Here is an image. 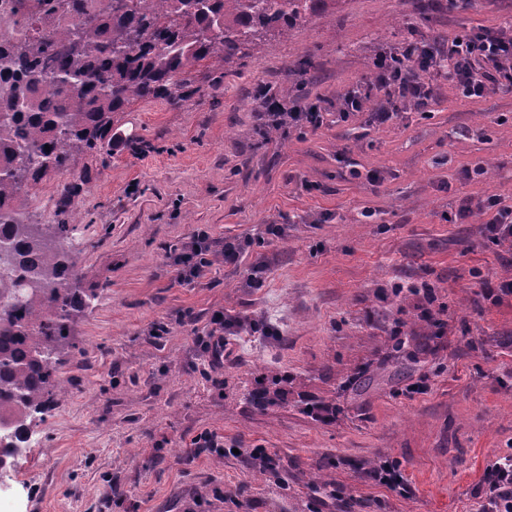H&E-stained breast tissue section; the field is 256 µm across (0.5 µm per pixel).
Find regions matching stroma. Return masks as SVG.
<instances>
[{
  "instance_id": "stroma-1",
  "label": "stroma",
  "mask_w": 512,
  "mask_h": 512,
  "mask_svg": "<svg viewBox=\"0 0 512 512\" xmlns=\"http://www.w3.org/2000/svg\"><path fill=\"white\" fill-rule=\"evenodd\" d=\"M510 20L512 0H342L267 37L218 97L120 113L109 161L72 162L98 299L72 325L65 390L30 424L39 443L0 474V512H478L486 467L512 454V296H483L512 279V244L486 240L483 212L449 217L467 197L512 206V89L469 100L438 76L427 105L380 127L378 99L341 108L377 58ZM284 83L282 111L319 103L322 126L259 120L258 90ZM200 230L213 264L178 281ZM227 241L245 244L236 262ZM217 310L275 332L207 368L194 329ZM205 431L227 454L193 445ZM383 458L410 493L368 478Z\"/></svg>"
}]
</instances>
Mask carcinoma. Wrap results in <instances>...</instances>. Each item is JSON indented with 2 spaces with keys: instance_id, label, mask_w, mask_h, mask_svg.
Wrapping results in <instances>:
<instances>
[{
  "instance_id": "1",
  "label": "carcinoma",
  "mask_w": 512,
  "mask_h": 512,
  "mask_svg": "<svg viewBox=\"0 0 512 512\" xmlns=\"http://www.w3.org/2000/svg\"><path fill=\"white\" fill-rule=\"evenodd\" d=\"M338 0H13L20 33L0 42V418L6 448L61 391L59 355L97 294L81 288L83 243L64 178L77 155H112L116 115L134 100L180 106L224 86V69L258 58L266 37ZM51 175L55 224H27L22 201ZM273 375L263 399L280 396Z\"/></svg>"
}]
</instances>
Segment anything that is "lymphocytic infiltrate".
<instances>
[{"mask_svg":"<svg viewBox=\"0 0 512 512\" xmlns=\"http://www.w3.org/2000/svg\"><path fill=\"white\" fill-rule=\"evenodd\" d=\"M491 63L497 84L512 87V35L500 30H478L436 42L409 45L396 58L379 57L372 82L364 83L343 97L344 112H358L365 100L381 94L385 103L373 114L376 123L389 121L394 112L393 99L411 98L423 105L432 96L433 71L444 72L463 97H483L487 86L484 75L477 69L479 62ZM209 236L200 231L186 246L174 263L179 281H190L205 275L211 265ZM245 321L224 311H214L202 329L197 330V343L208 358L209 365H217L229 346L231 329H243ZM481 512H512V454L488 465L480 482Z\"/></svg>","mask_w":512,"mask_h":512,"instance_id":"1","label":"lymphocytic infiltrate"}]
</instances>
